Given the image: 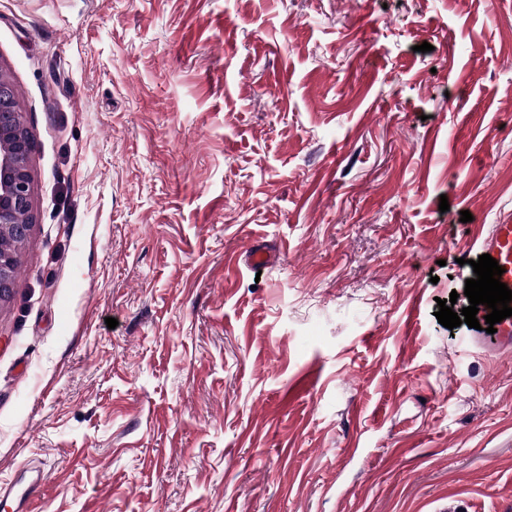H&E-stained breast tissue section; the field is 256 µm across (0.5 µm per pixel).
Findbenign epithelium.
Instances as JSON below:
<instances>
[{
	"label": "benign epithelium",
	"instance_id": "7a95c632",
	"mask_svg": "<svg viewBox=\"0 0 512 512\" xmlns=\"http://www.w3.org/2000/svg\"><path fill=\"white\" fill-rule=\"evenodd\" d=\"M16 89L0 69V301L11 294L15 263L5 242L27 238L31 227V136L15 111Z\"/></svg>",
	"mask_w": 512,
	"mask_h": 512
}]
</instances>
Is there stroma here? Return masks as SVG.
Instances as JSON below:
<instances>
[{
	"label": "stroma",
	"mask_w": 512,
	"mask_h": 512,
	"mask_svg": "<svg viewBox=\"0 0 512 512\" xmlns=\"http://www.w3.org/2000/svg\"><path fill=\"white\" fill-rule=\"evenodd\" d=\"M0 68L28 512H512V353L436 318L512 219V0H0ZM16 89L0 68V301L11 294L16 268L4 242L24 241L31 227V136L16 112ZM2 244V245H1Z\"/></svg>",
	"instance_id": "35a3bbf8"
}]
</instances>
